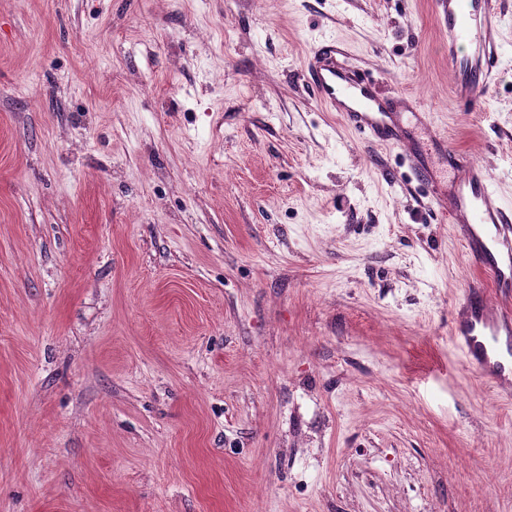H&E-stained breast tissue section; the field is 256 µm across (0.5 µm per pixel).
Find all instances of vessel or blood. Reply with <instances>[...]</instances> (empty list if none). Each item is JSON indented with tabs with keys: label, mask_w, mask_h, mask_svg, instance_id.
Instances as JSON below:
<instances>
[{
	"label": "vessel or blood",
	"mask_w": 512,
	"mask_h": 512,
	"mask_svg": "<svg viewBox=\"0 0 512 512\" xmlns=\"http://www.w3.org/2000/svg\"><path fill=\"white\" fill-rule=\"evenodd\" d=\"M448 31V65L456 77L460 111L479 105L477 87L487 86L499 61L497 0H441ZM306 79L316 98L342 114L346 125L371 144L402 143L377 81L348 64L334 44L311 54ZM455 187L446 210L475 265L487 272L503 298L512 297V208L506 207L486 171L452 153ZM451 335L466 362L487 381L512 385V310L492 309L481 288L470 289L452 312Z\"/></svg>",
	"instance_id": "b4317fda"
}]
</instances>
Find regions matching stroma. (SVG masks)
<instances>
[{
  "label": "stroma",
  "instance_id": "35a3bbf8",
  "mask_svg": "<svg viewBox=\"0 0 512 512\" xmlns=\"http://www.w3.org/2000/svg\"><path fill=\"white\" fill-rule=\"evenodd\" d=\"M501 67L439 0H0V512H512V400L452 346L449 217L304 78L373 74L512 204ZM448 31V66L456 77L457 108L470 112L479 106L476 88L487 87L499 61L496 32L501 23L496 0H441ZM468 52H461V47Z\"/></svg>",
  "mask_w": 512,
  "mask_h": 512
}]
</instances>
